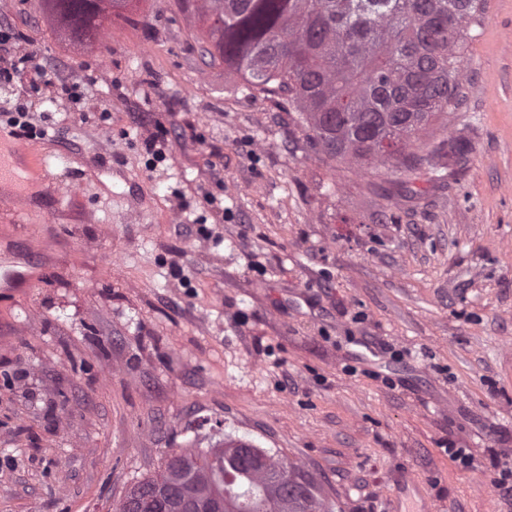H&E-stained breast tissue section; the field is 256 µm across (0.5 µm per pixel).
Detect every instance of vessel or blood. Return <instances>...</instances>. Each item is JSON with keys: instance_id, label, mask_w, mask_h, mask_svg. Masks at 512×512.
Returning a JSON list of instances; mask_svg holds the SVG:
<instances>
[{"instance_id": "obj_1", "label": "vessel or blood", "mask_w": 512, "mask_h": 512, "mask_svg": "<svg viewBox=\"0 0 512 512\" xmlns=\"http://www.w3.org/2000/svg\"><path fill=\"white\" fill-rule=\"evenodd\" d=\"M0 145L8 149L12 161L0 164V210L14 212L16 202L25 199L22 188L25 176L32 170H43L47 162L34 146L18 142L15 134L0 129ZM44 275L43 268L31 260L0 262V290L34 287Z\"/></svg>"}]
</instances>
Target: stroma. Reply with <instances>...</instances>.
I'll use <instances>...</instances> for the list:
<instances>
[{"label": "stroma", "instance_id": "obj_1", "mask_svg": "<svg viewBox=\"0 0 512 512\" xmlns=\"http://www.w3.org/2000/svg\"><path fill=\"white\" fill-rule=\"evenodd\" d=\"M4 28L0 56L55 83L0 79L52 173L4 242L39 226L47 269L0 294V512H112L224 434L335 512H512L491 483L512 465V0L467 32L461 107L423 140L472 151L432 182L312 146L210 63L184 0H133L82 45L44 0H0Z\"/></svg>", "mask_w": 512, "mask_h": 512}]
</instances>
